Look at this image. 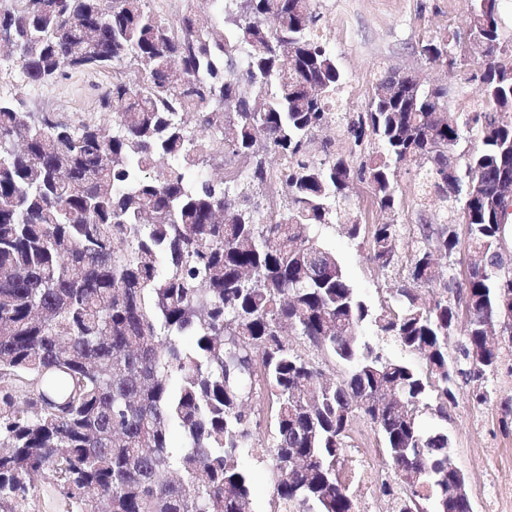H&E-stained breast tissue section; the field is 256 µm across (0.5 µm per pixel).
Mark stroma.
<instances>
[{
	"instance_id": "35a3bbf8",
	"label": "stroma",
	"mask_w": 512,
	"mask_h": 512,
	"mask_svg": "<svg viewBox=\"0 0 512 512\" xmlns=\"http://www.w3.org/2000/svg\"><path fill=\"white\" fill-rule=\"evenodd\" d=\"M323 14L322 27L344 75L342 111L353 114L365 111L377 70L394 69L414 74L421 82L447 87L453 113H461L464 104L477 100L478 82L472 81V66L466 61L457 65L432 66L420 54L423 38L445 36L466 38L470 0H319ZM108 71H71L57 82L45 86L27 85L20 63L0 56V94L23 91L26 110L56 112L78 122L92 121L101 125L111 122V115L101 108L99 88L110 84ZM416 165L403 166L398 173V213L381 211L367 185L352 180L350 198L361 223L382 224L391 220L402 224L398 242L400 255L413 246L412 230L418 224L457 223L459 209L447 210L437 197L426 206L415 203ZM321 238L335 252L345 275L372 308L391 301L395 288L404 285L401 272L380 276L367 258L368 247L351 239L342 227L326 225ZM487 385L495 393L490 405L476 404L470 385L457 383L455 403L448 406L445 427L451 440L453 462L467 476L472 512H512V424L503 425L504 404H512V351L505 352L502 362ZM351 439L343 450L340 472L350 477L360 464V449L377 447L378 441L370 421L356 417ZM371 465L377 475L374 485L365 487L352 481L349 489L357 512H390L391 505L379 493V485L392 478L390 467L382 456ZM37 493L32 497H15L0 502V512H79L73 499L67 498L49 480L36 481Z\"/></svg>"
}]
</instances>
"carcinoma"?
Listing matches in <instances>:
<instances>
[{
    "label": "carcinoma",
    "instance_id": "1",
    "mask_svg": "<svg viewBox=\"0 0 512 512\" xmlns=\"http://www.w3.org/2000/svg\"><path fill=\"white\" fill-rule=\"evenodd\" d=\"M151 2L0 0L28 82L134 73L102 97L109 127L0 99V499L35 493L31 478L46 474L82 512H251L243 456L256 450L270 465L273 512H354L337 474L362 414L393 470L381 493L396 512H470L448 497L457 479L448 433H422L419 416L447 420L460 376L474 402H490L485 382L506 346L484 333L512 289L492 191L501 167L512 169L500 0H471L470 14L491 17L473 31L490 55L482 100L451 125L437 116L448 89L386 69L375 85L398 88L395 98L336 113L344 77L319 36L318 0H215L222 21L188 15L177 31ZM187 116L245 168L230 173L201 154ZM336 117L355 146L380 145L356 170L344 154L308 152ZM464 130L479 144L458 180L482 175L477 198L448 189V151ZM268 154L286 162L287 194L273 210L262 203ZM408 163L419 170V205L433 192L445 207L462 202L469 251L483 259L455 286L473 313L462 328L434 274L437 256L459 243L455 225H416L414 287L377 312L313 234L343 224L357 238L353 177L391 211ZM399 237L394 222L373 225L368 259L379 271L398 265ZM368 325L423 370L385 354ZM290 334L343 373L327 374ZM266 403L274 426L259 444Z\"/></svg>",
    "mask_w": 512,
    "mask_h": 512
}]
</instances>
